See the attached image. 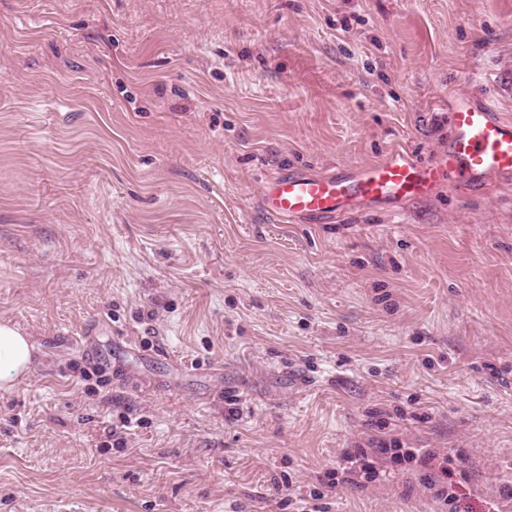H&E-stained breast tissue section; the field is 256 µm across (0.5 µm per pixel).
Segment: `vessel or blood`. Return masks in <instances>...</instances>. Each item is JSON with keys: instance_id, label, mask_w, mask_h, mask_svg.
<instances>
[{"instance_id": "obj_1", "label": "vessel or blood", "mask_w": 512, "mask_h": 512, "mask_svg": "<svg viewBox=\"0 0 512 512\" xmlns=\"http://www.w3.org/2000/svg\"><path fill=\"white\" fill-rule=\"evenodd\" d=\"M451 136L436 162L396 153L377 163L331 174H281L262 184V204L274 217L333 218L362 201L406 203L441 183L471 189L491 179H512V123L466 97L448 102Z\"/></svg>"}]
</instances>
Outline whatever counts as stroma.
Returning <instances> with one entry per match:
<instances>
[{"label": "stroma", "instance_id": "obj_1", "mask_svg": "<svg viewBox=\"0 0 512 512\" xmlns=\"http://www.w3.org/2000/svg\"><path fill=\"white\" fill-rule=\"evenodd\" d=\"M512 121V0H0V512H438L512 486V186L283 223L261 174ZM292 484L278 489L283 477ZM34 346L19 328L0 321V365L9 367L8 382L25 378L31 368ZM403 447L399 439H390L378 448H358L341 457L336 472L326 476L328 481H319L328 488L335 487L340 473L348 481L366 485L379 480L384 463L396 468L408 466L421 474L429 489L433 490L434 497L450 506L449 511H452L457 499L452 484L448 482V458L440 460L439 454L431 448ZM334 474L336 478H332Z\"/></svg>", "mask_w": 512, "mask_h": 512}]
</instances>
